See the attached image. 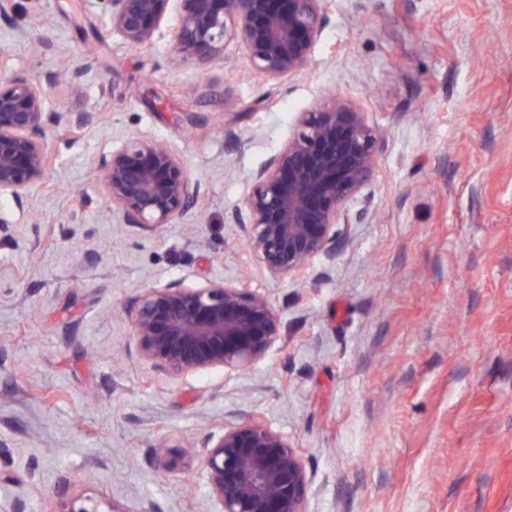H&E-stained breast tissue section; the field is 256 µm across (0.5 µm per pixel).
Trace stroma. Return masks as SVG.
<instances>
[{"label": "stroma", "instance_id": "1", "mask_svg": "<svg viewBox=\"0 0 512 512\" xmlns=\"http://www.w3.org/2000/svg\"><path fill=\"white\" fill-rule=\"evenodd\" d=\"M170 49L165 25L153 53L124 43L103 0L0 20V73L90 115L0 197V512H48L64 480L119 512H206L207 439L253 413L301 453L308 512H512V0H329L312 68L274 85L236 45L206 72ZM328 93L378 130V170L363 219L278 281L233 213ZM132 136L166 141L203 207L125 223L95 163ZM178 280L264 293L281 336L248 370L169 381L124 309Z\"/></svg>", "mask_w": 512, "mask_h": 512}]
</instances>
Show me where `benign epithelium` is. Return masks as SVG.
Listing matches in <instances>:
<instances>
[{
    "label": "benign epithelium",
    "mask_w": 512,
    "mask_h": 512,
    "mask_svg": "<svg viewBox=\"0 0 512 512\" xmlns=\"http://www.w3.org/2000/svg\"><path fill=\"white\" fill-rule=\"evenodd\" d=\"M109 25L125 43L147 48L171 23V61L206 71L226 44L245 51L252 76L279 82L305 71L327 24V0H105ZM86 112H49L42 87L0 75V197L20 199L49 166L46 127L84 126ZM380 136L360 108L333 96L298 114L293 132L257 172L233 215L246 245L273 279L303 273L330 252L350 203L378 168ZM106 198L128 224L152 231L199 198L200 184L163 141L132 137L99 159ZM141 359L171 381L214 369L240 370L281 336L267 296L234 284L149 287L129 307ZM202 459L207 512H307L310 477L288 440L261 418L227 424ZM52 512H119L80 494Z\"/></svg>",
    "instance_id": "7a95c632"
}]
</instances>
